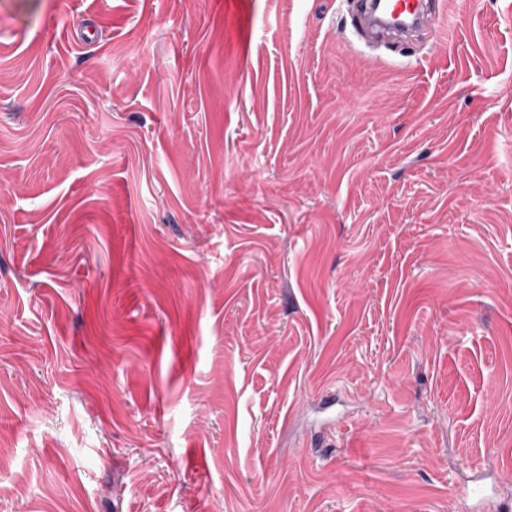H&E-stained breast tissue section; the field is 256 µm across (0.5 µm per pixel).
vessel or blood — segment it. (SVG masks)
Segmentation results:
<instances>
[{"label":"vessel or blood","mask_w":512,"mask_h":512,"mask_svg":"<svg viewBox=\"0 0 512 512\" xmlns=\"http://www.w3.org/2000/svg\"><path fill=\"white\" fill-rule=\"evenodd\" d=\"M356 9V31L368 41H409L433 27L429 0H358Z\"/></svg>","instance_id":"1"}]
</instances>
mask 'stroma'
Here are the masks:
<instances>
[{"mask_svg":"<svg viewBox=\"0 0 512 512\" xmlns=\"http://www.w3.org/2000/svg\"><path fill=\"white\" fill-rule=\"evenodd\" d=\"M0 0V512L512 507V0ZM352 3L357 9L356 31L368 41L385 36L410 41L429 29L434 35L438 27L432 24L430 1L361 0Z\"/></svg>","mask_w":512,"mask_h":512,"instance_id":"1","label":"stroma"}]
</instances>
